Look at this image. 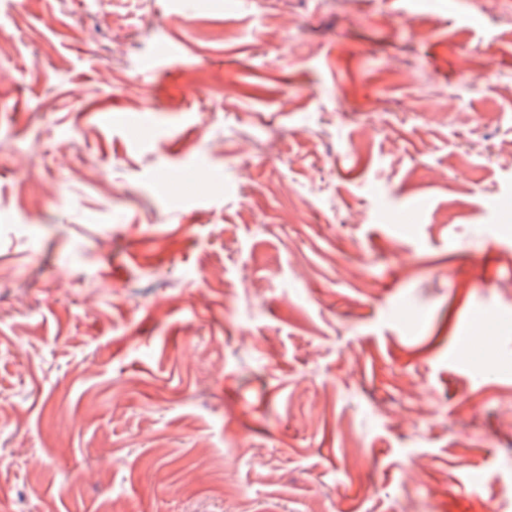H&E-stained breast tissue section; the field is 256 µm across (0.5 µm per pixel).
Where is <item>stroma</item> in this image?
<instances>
[{"instance_id":"obj_1","label":"stroma","mask_w":512,"mask_h":512,"mask_svg":"<svg viewBox=\"0 0 512 512\" xmlns=\"http://www.w3.org/2000/svg\"><path fill=\"white\" fill-rule=\"evenodd\" d=\"M405 3L0 0V512H512V0Z\"/></svg>"}]
</instances>
